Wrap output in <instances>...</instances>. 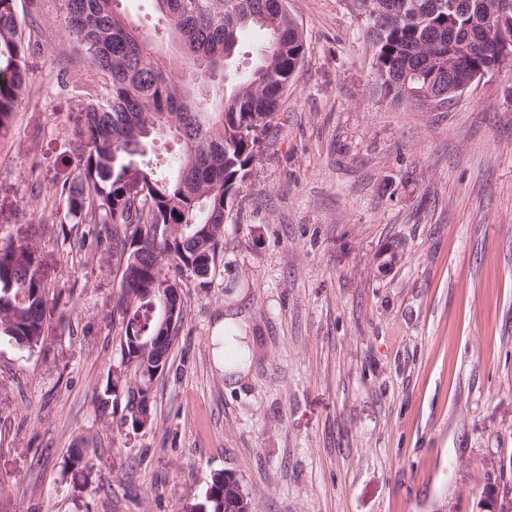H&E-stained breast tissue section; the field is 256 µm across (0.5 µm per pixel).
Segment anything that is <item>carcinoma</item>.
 Segmentation results:
<instances>
[{
  "label": "carcinoma",
  "mask_w": 512,
  "mask_h": 512,
  "mask_svg": "<svg viewBox=\"0 0 512 512\" xmlns=\"http://www.w3.org/2000/svg\"><path fill=\"white\" fill-rule=\"evenodd\" d=\"M118 0H65V41L76 42L88 63L85 143L77 177L56 195L75 221L55 234L82 247L84 224H103V245L116 263L119 291L112 318L121 325L120 356L131 337L155 335L169 295L185 277L206 283L216 269L227 200L256 158L260 137L306 53L284 0H155L177 56L166 58L117 10ZM374 49L375 85L396 103L427 102L448 86V50L467 49L462 71H487L499 45L487 20L489 0H361ZM29 30L21 28L16 0H0V133L10 129L29 79L26 56L39 47L37 0H29ZM258 27L266 43L246 75L227 70L241 32ZM211 101L199 107L198 100ZM177 146L176 168L160 161L155 141ZM133 174L141 196L133 198ZM50 315L37 250L0 239V338L32 351L42 346ZM172 343L134 366L124 381L131 412L142 386L153 385L158 362ZM211 512H252L235 474L215 478Z\"/></svg>",
  "instance_id": "obj_1"
}]
</instances>
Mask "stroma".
Segmentation results:
<instances>
[{
	"label": "stroma",
	"mask_w": 512,
	"mask_h": 512,
	"mask_svg": "<svg viewBox=\"0 0 512 512\" xmlns=\"http://www.w3.org/2000/svg\"><path fill=\"white\" fill-rule=\"evenodd\" d=\"M40 5L0 136V236L37 248L57 307L43 347L0 343V512H210L227 472L253 512H489L490 488L512 505V66L397 105L358 0H286L305 61L227 205L215 274L183 283L155 422L135 431L98 409L121 368L106 231L72 259L55 235L86 65L63 0ZM119 9L169 52L154 0ZM230 310L252 356L234 383L211 342Z\"/></svg>",
	"instance_id": "obj_1"
}]
</instances>
